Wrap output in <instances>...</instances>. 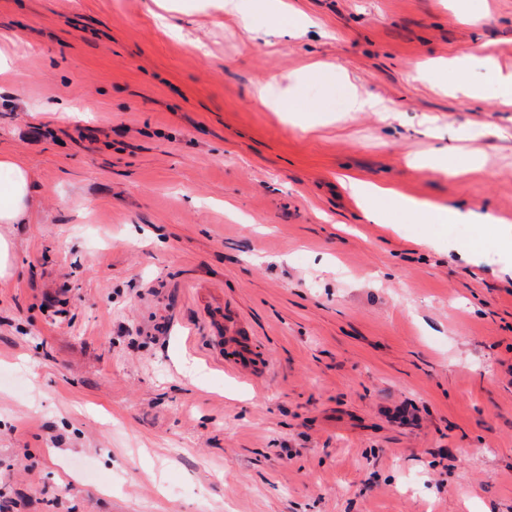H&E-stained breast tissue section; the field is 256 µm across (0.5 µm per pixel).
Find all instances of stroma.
I'll return each mask as SVG.
<instances>
[{
    "mask_svg": "<svg viewBox=\"0 0 512 512\" xmlns=\"http://www.w3.org/2000/svg\"><path fill=\"white\" fill-rule=\"evenodd\" d=\"M285 2L300 30L261 42L210 0H0V155L36 200L0 226L8 512H512V263L417 246L475 229L368 223L341 183L512 223V102L447 68L485 44L512 71V0ZM354 88L393 113L346 114ZM441 147L453 173L412 165ZM224 311L220 308L216 312L217 320L221 323L220 327L215 328V336H212L214 347L218 350L219 354L224 353V344L228 347L234 348L237 352L236 364L241 367L250 363L252 339L251 336H242V334L234 332L224 336V329H222Z\"/></svg>",
    "mask_w": 512,
    "mask_h": 512,
    "instance_id": "obj_1",
    "label": "stroma"
}]
</instances>
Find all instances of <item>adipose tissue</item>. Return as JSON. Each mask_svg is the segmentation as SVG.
I'll return each mask as SVG.
<instances>
[{
	"instance_id": "ef3b65f1",
	"label": "adipose tissue",
	"mask_w": 512,
	"mask_h": 512,
	"mask_svg": "<svg viewBox=\"0 0 512 512\" xmlns=\"http://www.w3.org/2000/svg\"><path fill=\"white\" fill-rule=\"evenodd\" d=\"M347 187L365 219L374 224L384 223L391 211L425 224H495L494 216L488 213L464 212L451 205L427 207L391 189L358 179L349 180ZM32 207L29 170L14 158L0 156V224L27 223Z\"/></svg>"
}]
</instances>
